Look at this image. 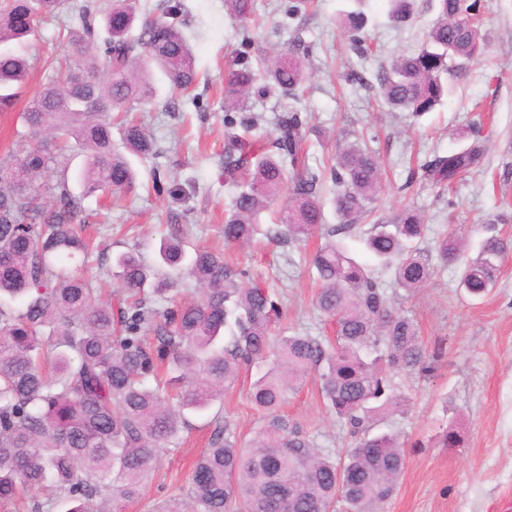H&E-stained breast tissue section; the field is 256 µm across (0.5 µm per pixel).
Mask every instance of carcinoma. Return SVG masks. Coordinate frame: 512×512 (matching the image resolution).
Here are the masks:
<instances>
[{
  "instance_id": "carcinoma-1",
  "label": "carcinoma",
  "mask_w": 512,
  "mask_h": 512,
  "mask_svg": "<svg viewBox=\"0 0 512 512\" xmlns=\"http://www.w3.org/2000/svg\"><path fill=\"white\" fill-rule=\"evenodd\" d=\"M414 2L390 0L392 17L408 21ZM437 2L439 16L418 51L380 66L371 80L356 69L347 79L393 108L432 111L484 49L479 0ZM224 8L245 22L257 0H224ZM62 12L77 27L65 44V67L27 101L25 154L0 159V502L35 490L44 499L32 512H55L61 501L66 512H112L116 500L139 499L158 458L178 447L188 416L208 412L242 367L254 366L249 394L263 415L256 438L245 447L230 422L215 421L187 497L157 512H379L404 466L398 437L373 432L381 415L404 412L394 375L430 376L441 358V350L424 345L416 321L394 310L387 288L420 290L438 261L459 265L458 287L481 298L498 281L507 244L490 236L473 260L462 259L452 236L424 249L427 226L409 209L361 231L381 173L365 141L348 132L329 167L336 224L310 259L319 284L315 305L333 335L276 333L283 317L278 294L249 282L220 253L199 246L187 252L176 227L160 240L152 268L134 249L116 256L113 274L126 298L112 307L92 280L62 266L88 257L89 249L78 230L86 220L69 187L67 151L74 146L83 154L76 178L84 193L132 188L135 173L112 148L108 112L153 100L156 70L174 108L196 85L197 71L177 6L140 19L138 0H3L1 110L12 107L15 87L29 76L28 59L13 43L35 37L38 18ZM311 55L312 46L297 36L288 52L259 58L264 86L255 87L257 73L247 65L226 75L224 175L238 188L224 214L229 244L253 239L260 213L286 184L288 203L266 238L300 243L323 224L321 175L305 164L298 113L278 118L271 146L253 154L232 129L253 126L254 118L228 114L272 89L296 97ZM119 129L132 154L160 153L143 124L125 121ZM492 137L476 124L468 146L434 156L411 177L449 186L481 167ZM48 171L59 178L42 180ZM359 232L374 268L343 244ZM191 285L200 298L174 302ZM315 372L328 411L354 438L339 459L280 414L287 391Z\"/></svg>"
}]
</instances>
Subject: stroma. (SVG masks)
<instances>
[{"instance_id":"stroma-1","label":"stroma","mask_w":512,"mask_h":512,"mask_svg":"<svg viewBox=\"0 0 512 512\" xmlns=\"http://www.w3.org/2000/svg\"><path fill=\"white\" fill-rule=\"evenodd\" d=\"M143 2L150 7L182 4L200 102L184 101L174 111L161 95L146 105L145 124L160 142L162 154L133 158V190L84 196L90 232L106 245L109 259L90 255L79 271L106 278L105 300L114 303L122 297L118 280L110 274L111 256L135 247L145 259H153L162 235L176 223L188 244L221 251L227 261L245 269L250 280L278 289L283 326L331 334V325L314 307L316 284L307 262L309 253L324 244L323 230L299 247L268 242L261 234L249 244L228 245L223 235L224 211L234 192L224 179L225 75L240 60L255 62L258 53L287 52L298 33L313 47L311 77L297 99L271 95L250 100L249 112L260 117L248 133L250 139L268 140L275 116L298 112L310 126L307 163L321 170L342 131L363 133L381 166L378 216L417 210L429 227L425 246L459 231L468 258L476 257L481 241L490 235L512 239V156L502 154L504 139L512 135V0H482L480 35L486 53L470 63L442 107L420 117L388 108L346 76L354 67L373 74L393 57L418 50L437 18L427 0H418V12L407 24L391 21L388 0H310L309 15L301 24L286 17L289 0H260L262 17L250 29L252 45L247 50L241 46L238 22L224 11V0ZM357 8L367 17L362 58L340 24L342 12ZM62 50L61 22L40 21L36 38L24 48L31 63L29 82L14 107L0 112V156L21 153L20 114ZM475 123L494 134L479 171L465 176L447 195L430 182L408 181L409 170L433 155L466 146V132ZM457 279V269L449 266L415 293L396 292L398 312L413 317L425 345L441 348L443 357L429 378L396 379L408 406L380 427L404 440L405 466L382 512H501L502 503L512 499V252L503 262L496 288L483 299L464 294ZM249 382V376H241L209 415L192 418L178 450L155 465L143 497L115 502V512H152L172 496L187 495L191 465L208 448L215 428L212 415L232 423L242 440H250L261 426V416L250 401ZM281 413L322 447L340 449L349 441L346 428L324 407L318 378L308 377L290 392ZM449 423L456 425L461 447L443 446L442 428Z\"/></svg>"}]
</instances>
